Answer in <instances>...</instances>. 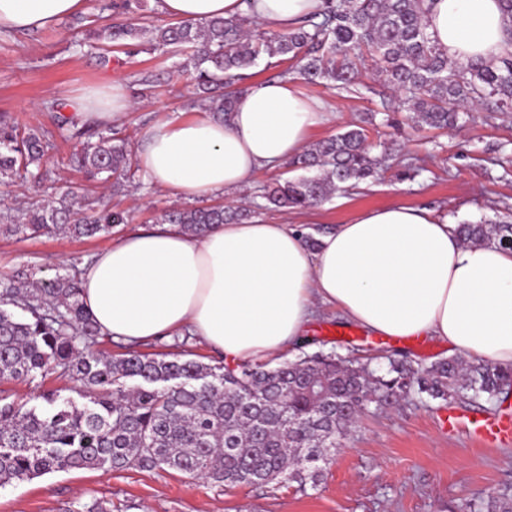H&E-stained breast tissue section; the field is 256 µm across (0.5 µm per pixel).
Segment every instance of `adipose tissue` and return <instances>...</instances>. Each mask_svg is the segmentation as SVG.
<instances>
[{
  "label": "adipose tissue",
  "instance_id": "adipose-tissue-1",
  "mask_svg": "<svg viewBox=\"0 0 512 512\" xmlns=\"http://www.w3.org/2000/svg\"><path fill=\"white\" fill-rule=\"evenodd\" d=\"M82 0H0V33L47 28ZM322 0H161L180 21L249 16L287 33ZM427 31L450 61L490 64L507 46L503 0H434ZM81 120L110 125L132 102L108 83L78 95ZM297 77L253 85L227 121L158 119L137 158L151 186L194 202L249 188L301 155L334 119ZM81 299L100 333L125 343L185 331L225 362L288 355L323 308L377 336H428L463 358L512 366V250L466 244L454 225L410 205L373 208L307 244L288 223L255 218L204 236L159 224L125 235L81 268Z\"/></svg>",
  "mask_w": 512,
  "mask_h": 512
}]
</instances>
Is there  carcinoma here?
<instances>
[{
    "instance_id": "cac0c4a2",
    "label": "carcinoma",
    "mask_w": 512,
    "mask_h": 512,
    "mask_svg": "<svg viewBox=\"0 0 512 512\" xmlns=\"http://www.w3.org/2000/svg\"><path fill=\"white\" fill-rule=\"evenodd\" d=\"M139 0H111L101 10L130 14ZM427 0H325L320 12L287 34L244 28L246 16L180 21L147 29L127 22L86 29V40L111 44L147 37L152 50L179 48L184 70L201 94L203 108L222 120L244 93V70L263 56L279 57L308 83L338 92L358 91L363 53L372 57L382 87L386 124L408 112L411 127L457 128L468 112L492 118L512 112V53L491 65L451 62L424 22ZM67 104L51 105L55 129L0 121V185L18 179H48L44 169L55 135L81 145L70 158L91 179L134 176L123 143L112 127L67 116ZM374 154L364 128L350 124L314 144L289 163L311 176L276 180L255 208L304 209L335 191L373 179L384 162ZM252 210L220 204L172 209L161 224H177L203 236L214 224L243 223ZM128 222L123 211L83 207L69 191L32 203L0 235L59 233L76 238L112 233ZM465 243L512 250L508 222L457 225ZM80 271L73 267L40 286L21 270L0 286V383L49 375L80 383L78 403L56 391L24 402L0 395V486L56 472L112 468L176 471L226 486L295 482L317 484L344 438L369 406L387 408L411 393L432 400L487 402L512 392V368L458 357L416 368L388 359L386 369L336 355L305 354L278 367L240 362L214 365L177 355L150 357L136 350L112 358L94 349L100 332L80 300ZM469 512H512L504 491L468 504Z\"/></svg>"
}]
</instances>
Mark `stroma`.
Returning <instances> with one entry per match:
<instances>
[{
    "instance_id": "stroma-1",
    "label": "stroma",
    "mask_w": 512,
    "mask_h": 512,
    "mask_svg": "<svg viewBox=\"0 0 512 512\" xmlns=\"http://www.w3.org/2000/svg\"><path fill=\"white\" fill-rule=\"evenodd\" d=\"M83 2L80 16L64 18L54 27L0 34V115L34 128L48 127L52 101L73 99L86 88L110 81L119 83L135 105L116 127L132 153L138 148V133L162 115L186 120L199 116L182 70L184 54L122 47L104 62L97 49L77 45L80 28L114 20L111 12L101 10L100 0ZM361 81L357 94L306 82L300 89L340 105L343 121L355 123L380 108L373 92L378 85L373 64L362 67ZM400 142L392 167L375 179L336 192L309 210L269 212V219L302 225L313 235L348 222L361 210L404 204L431 209L452 224L512 222V112L488 123L478 116L469 118L451 132L407 128ZM72 151V143L59 142L48 164L52 186L0 185V220L15 216L17 207L49 198L53 186L59 185L81 200L109 201L112 208L128 213L129 223L114 227L107 237L2 236L0 279L24 268L33 279L52 280L63 268L81 265L112 240L153 226L163 210L183 204L139 178L118 192L88 182L69 164ZM409 163L421 167L420 176L409 178ZM341 322L334 309L322 310L309 325V343L299 345L298 353L334 351L363 361L390 355L416 365L454 354L448 342L431 337L397 339L366 332L348 345L334 332ZM138 350L149 355L186 350L192 359L208 364L218 359L204 342L180 333L139 344ZM452 412L461 419L454 430L447 426ZM503 413H512V397L476 405L409 397L393 407L366 412L318 485L302 491L293 484L229 488L175 471L77 470L0 487V512H76L79 505L95 500L130 504L133 512H466L470 500L512 491V440L488 445L467 425L468 419Z\"/></svg>"
}]
</instances>
